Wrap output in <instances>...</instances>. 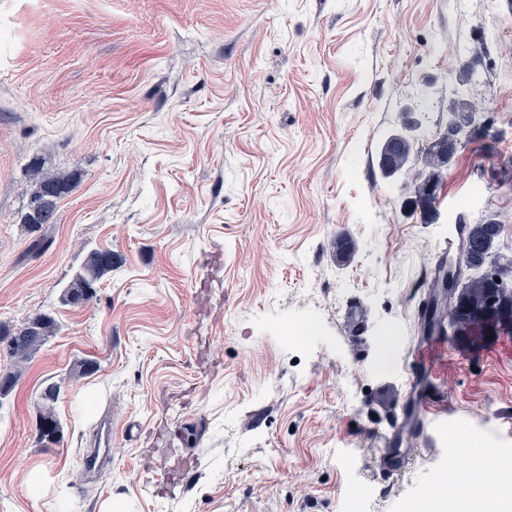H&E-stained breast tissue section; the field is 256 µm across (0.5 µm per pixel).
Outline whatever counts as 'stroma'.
Returning a JSON list of instances; mask_svg holds the SVG:
<instances>
[{"label":"stroma","mask_w":512,"mask_h":512,"mask_svg":"<svg viewBox=\"0 0 512 512\" xmlns=\"http://www.w3.org/2000/svg\"><path fill=\"white\" fill-rule=\"evenodd\" d=\"M505 43L512 0H0V323L61 325L0 404V512H411L490 456L505 485L473 512H512V333L412 349L458 221L512 215ZM466 64L488 127L431 201L378 155L405 116L447 125ZM34 158L73 178L37 253ZM95 247L111 273L63 305ZM431 400L456 415L430 446L370 470L375 431ZM102 417L112 461L89 479Z\"/></svg>","instance_id":"35a3bbf8"}]
</instances>
